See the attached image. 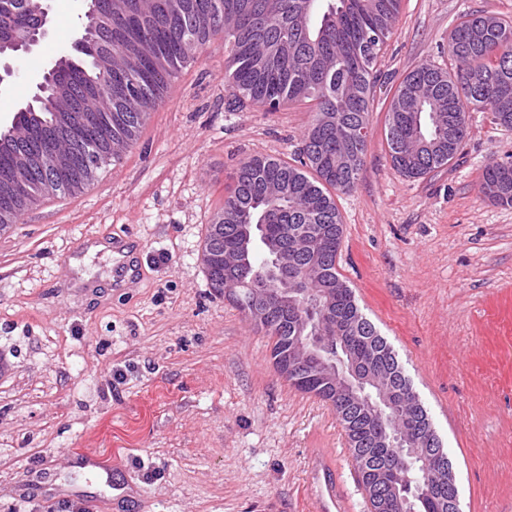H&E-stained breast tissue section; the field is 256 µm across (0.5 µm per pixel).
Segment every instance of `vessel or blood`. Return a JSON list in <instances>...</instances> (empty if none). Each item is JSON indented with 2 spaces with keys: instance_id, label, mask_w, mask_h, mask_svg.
Instances as JSON below:
<instances>
[{
  "instance_id": "1",
  "label": "vessel or blood",
  "mask_w": 512,
  "mask_h": 512,
  "mask_svg": "<svg viewBox=\"0 0 512 512\" xmlns=\"http://www.w3.org/2000/svg\"><path fill=\"white\" fill-rule=\"evenodd\" d=\"M306 474L304 495L313 512H354L355 504L348 492L351 476L333 441L316 438L307 451Z\"/></svg>"
}]
</instances>
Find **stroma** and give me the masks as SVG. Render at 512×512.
Returning a JSON list of instances; mask_svg holds the SVG:
<instances>
[{"label":"stroma","instance_id":"1","mask_svg":"<svg viewBox=\"0 0 512 512\" xmlns=\"http://www.w3.org/2000/svg\"><path fill=\"white\" fill-rule=\"evenodd\" d=\"M48 4V36L0 84L1 125L74 53L89 0ZM466 14L510 19L512 0H402L375 66L363 175L336 198L339 266L433 419L461 512H512V206L481 191L485 167L512 157V129L468 111L455 158L419 179L393 168L385 138L397 86L423 62L449 66ZM314 112L239 104L216 35L94 185L0 231V512L89 499L113 512L116 481L133 487V512H304L306 448L319 431L346 448L345 433L214 294L201 254L240 161L292 160ZM112 239L135 247L123 288L112 256L86 249Z\"/></svg>","mask_w":512,"mask_h":512}]
</instances>
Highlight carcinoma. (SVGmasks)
Segmentation results:
<instances>
[{
  "instance_id": "cac0c4a2",
  "label": "carcinoma",
  "mask_w": 512,
  "mask_h": 512,
  "mask_svg": "<svg viewBox=\"0 0 512 512\" xmlns=\"http://www.w3.org/2000/svg\"><path fill=\"white\" fill-rule=\"evenodd\" d=\"M401 0H98L99 14L86 19L80 34L103 31L112 47L111 68L98 63V54L73 59L42 94L51 97L57 86L67 93L53 108L32 101L41 120L33 128L17 125L16 139L42 147L55 131L54 111L79 112L83 101L97 100L107 117L93 134L80 131L58 140L54 153L71 158L70 178L57 183L55 195H73V184L84 181L89 144L107 162L116 163L137 140L149 112L169 92L172 78L194 60L197 49L211 37L224 34L228 55L224 79L242 104L280 107L310 100L316 112L307 129L299 165L267 156L242 160L227 185L224 231L209 226L204 248L221 240L224 266L243 260L240 224H266L249 252L250 272L272 262L270 247L280 248L298 272L309 271L306 288H331L334 304L324 317L329 336H351L365 352V371L372 384L347 394L323 382L315 367L300 365L290 355L294 372L287 376L297 390L329 403L342 424L369 512H390L374 483L375 471L407 475L395 492L412 503V512H452L457 487L448 486V467L431 471L422 462L393 448L374 445L365 398L409 391L407 374L398 354L361 311L353 290L339 272L337 257L343 224L333 193L354 189L363 172L374 64L392 34ZM35 25L27 0H0V31L25 35ZM451 68L428 61L405 75L397 86L386 116V141L394 169L406 178H423L445 166L457 154L467 132L463 102L493 114L497 124L512 129V21L493 16L466 15L448 38ZM116 83L107 93L109 83ZM49 171H29L20 187L11 223L19 221L41 198ZM86 182V181H84ZM87 181L86 185H91ZM481 190L500 205L512 206V160L494 162L483 172ZM210 288L240 310H249L246 290L224 277V271L205 268ZM307 311L274 309L258 329L274 338L272 359L284 355L290 337ZM406 424L393 426L404 434L415 424L421 440L441 443L430 429L422 401L407 396L401 408Z\"/></svg>"
}]
</instances>
